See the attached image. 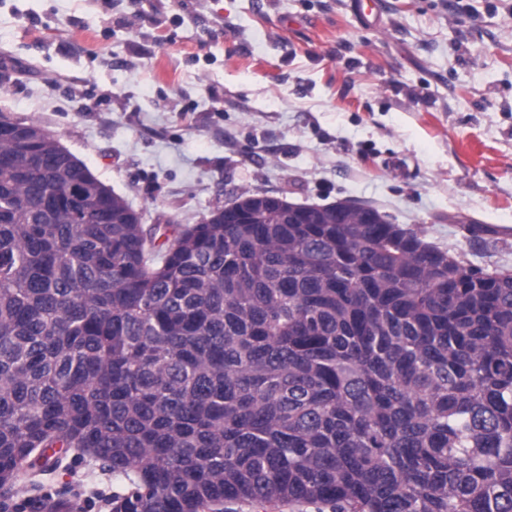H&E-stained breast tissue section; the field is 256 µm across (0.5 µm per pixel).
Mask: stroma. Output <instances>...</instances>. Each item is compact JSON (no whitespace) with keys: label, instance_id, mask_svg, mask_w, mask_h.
Instances as JSON below:
<instances>
[{"label":"stroma","instance_id":"35a3bbf8","mask_svg":"<svg viewBox=\"0 0 512 512\" xmlns=\"http://www.w3.org/2000/svg\"><path fill=\"white\" fill-rule=\"evenodd\" d=\"M351 2L0 0V112L147 226L350 199L512 272V0ZM41 481L81 512L126 488L84 461Z\"/></svg>","mask_w":512,"mask_h":512}]
</instances>
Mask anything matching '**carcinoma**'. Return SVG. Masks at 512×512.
Here are the masks:
<instances>
[{
    "mask_svg": "<svg viewBox=\"0 0 512 512\" xmlns=\"http://www.w3.org/2000/svg\"><path fill=\"white\" fill-rule=\"evenodd\" d=\"M25 135L0 131V500L62 448L131 483L112 512H512V274L248 190L159 244Z\"/></svg>",
    "mask_w": 512,
    "mask_h": 512,
    "instance_id": "carcinoma-1",
    "label": "carcinoma"
}]
</instances>
